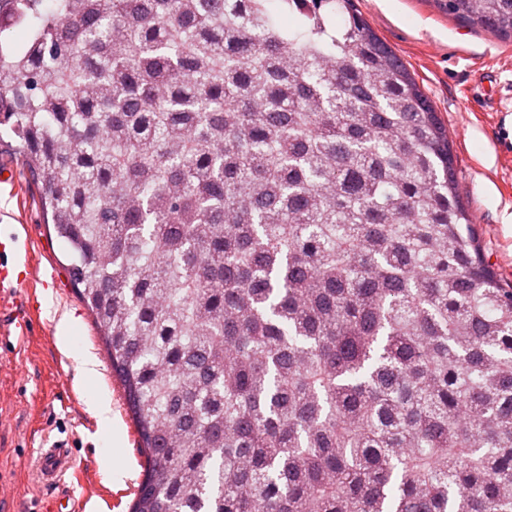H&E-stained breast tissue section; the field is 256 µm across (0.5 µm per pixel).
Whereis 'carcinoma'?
<instances>
[{"mask_svg": "<svg viewBox=\"0 0 512 512\" xmlns=\"http://www.w3.org/2000/svg\"><path fill=\"white\" fill-rule=\"evenodd\" d=\"M439 2L512 38V0ZM279 9L0 0V127L123 387L132 512H512V286L448 129L354 0Z\"/></svg>", "mask_w": 512, "mask_h": 512, "instance_id": "cac0c4a2", "label": "carcinoma"}]
</instances>
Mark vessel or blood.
<instances>
[{"mask_svg":"<svg viewBox=\"0 0 512 512\" xmlns=\"http://www.w3.org/2000/svg\"><path fill=\"white\" fill-rule=\"evenodd\" d=\"M38 276L31 258L30 241L24 225H0V346L22 350L41 315ZM68 441L58 439L40 448L37 455L43 480L53 483L47 512H81L67 486L61 485L64 473L79 474L80 465L69 458Z\"/></svg>","mask_w":512,"mask_h":512,"instance_id":"vessel-or-blood-1","label":"vessel or blood"}]
</instances>
